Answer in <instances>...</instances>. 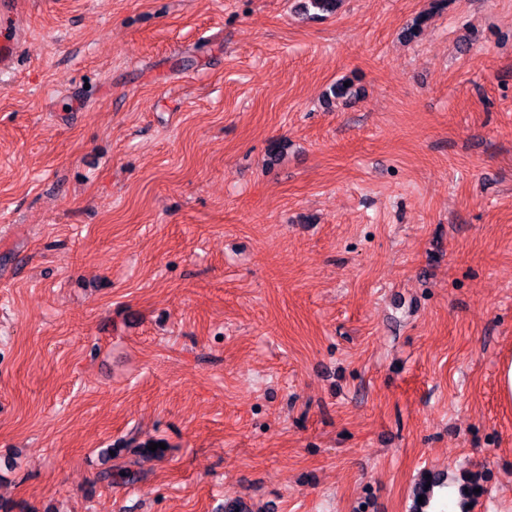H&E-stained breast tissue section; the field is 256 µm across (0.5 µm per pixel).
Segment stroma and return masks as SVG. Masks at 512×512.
Here are the masks:
<instances>
[{
    "label": "stroma",
    "mask_w": 512,
    "mask_h": 512,
    "mask_svg": "<svg viewBox=\"0 0 512 512\" xmlns=\"http://www.w3.org/2000/svg\"><path fill=\"white\" fill-rule=\"evenodd\" d=\"M300 2L24 0L0 512H512V0ZM426 474H429V478H426ZM444 478V474L433 470H424L419 474L414 486L411 512H425V507L433 496L434 488L442 486L445 482ZM426 484H429V487H426ZM419 496L424 497L423 504L418 503Z\"/></svg>",
    "instance_id": "35a3bbf8"
}]
</instances>
